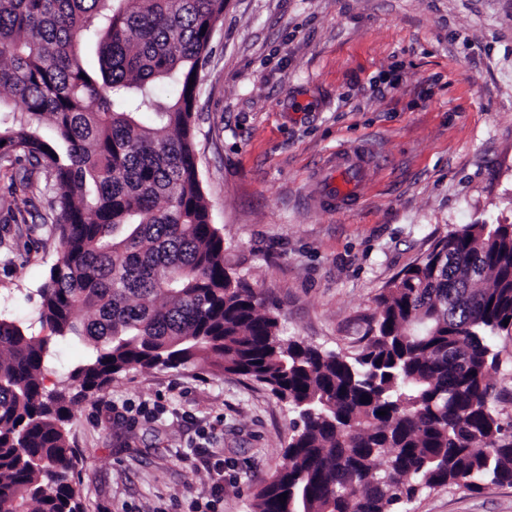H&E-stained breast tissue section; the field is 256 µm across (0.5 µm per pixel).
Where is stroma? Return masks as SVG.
<instances>
[{
	"label": "stroma",
	"instance_id": "35a3bbf8",
	"mask_svg": "<svg viewBox=\"0 0 512 512\" xmlns=\"http://www.w3.org/2000/svg\"><path fill=\"white\" fill-rule=\"evenodd\" d=\"M198 85L226 268L307 344L360 351L378 296L438 239L512 224V0H227ZM358 143L384 158L359 204L309 208L311 170ZM26 239L15 224L0 241V313L24 323L58 250ZM156 402L160 418H112ZM291 421L264 386L209 364L116 375L66 424L81 512H254ZM409 510L512 512V486L452 484Z\"/></svg>",
	"mask_w": 512,
	"mask_h": 512
}]
</instances>
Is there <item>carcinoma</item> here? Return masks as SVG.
Wrapping results in <instances>:
<instances>
[{
	"label": "carcinoma",
	"mask_w": 512,
	"mask_h": 512,
	"mask_svg": "<svg viewBox=\"0 0 512 512\" xmlns=\"http://www.w3.org/2000/svg\"><path fill=\"white\" fill-rule=\"evenodd\" d=\"M223 16L224 0H0V105H21L0 110V227L42 208L28 241L59 243L38 288L50 334L0 316V512H80L69 405L129 369L197 363L296 415L254 512H403L425 490L512 486L489 382L512 335V224L438 240L379 295L354 355L286 335L224 266L199 178L195 81ZM72 339L88 350L77 392L48 391Z\"/></svg>",
	"instance_id": "obj_1"
}]
</instances>
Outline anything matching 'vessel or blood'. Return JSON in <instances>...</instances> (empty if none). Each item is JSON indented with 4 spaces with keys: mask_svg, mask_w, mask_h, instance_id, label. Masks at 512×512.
I'll return each instance as SVG.
<instances>
[{
    "mask_svg": "<svg viewBox=\"0 0 512 512\" xmlns=\"http://www.w3.org/2000/svg\"><path fill=\"white\" fill-rule=\"evenodd\" d=\"M378 162L374 150L361 145L330 153L311 179V205L339 213L351 210L363 197L370 170Z\"/></svg>",
    "mask_w": 512,
    "mask_h": 512,
    "instance_id": "1",
    "label": "vessel or blood"
}]
</instances>
